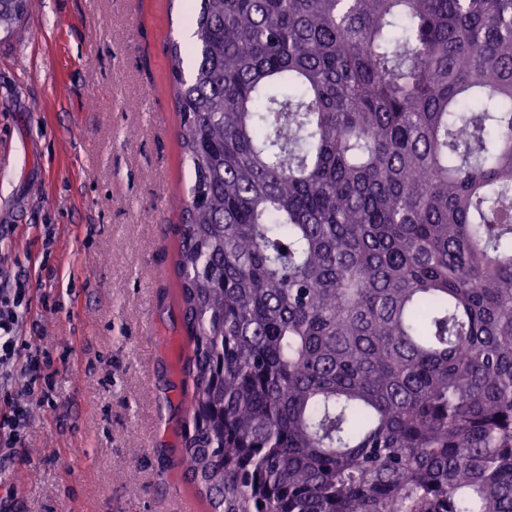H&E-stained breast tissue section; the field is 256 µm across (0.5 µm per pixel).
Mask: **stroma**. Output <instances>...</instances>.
I'll list each match as a JSON object with an SVG mask.
<instances>
[{
    "label": "stroma",
    "mask_w": 512,
    "mask_h": 512,
    "mask_svg": "<svg viewBox=\"0 0 512 512\" xmlns=\"http://www.w3.org/2000/svg\"><path fill=\"white\" fill-rule=\"evenodd\" d=\"M180 29L169 0H29L0 36V289L27 283L55 380L0 512H209L181 466Z\"/></svg>",
    "instance_id": "35a3bbf8"
}]
</instances>
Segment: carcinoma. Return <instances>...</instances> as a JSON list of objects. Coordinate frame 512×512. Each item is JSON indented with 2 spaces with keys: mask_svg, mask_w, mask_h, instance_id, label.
I'll use <instances>...</instances> for the list:
<instances>
[{
  "mask_svg": "<svg viewBox=\"0 0 512 512\" xmlns=\"http://www.w3.org/2000/svg\"><path fill=\"white\" fill-rule=\"evenodd\" d=\"M186 23L189 480L212 512H512V0Z\"/></svg>",
  "mask_w": 512,
  "mask_h": 512,
  "instance_id": "obj_1",
  "label": "carcinoma"
}]
</instances>
